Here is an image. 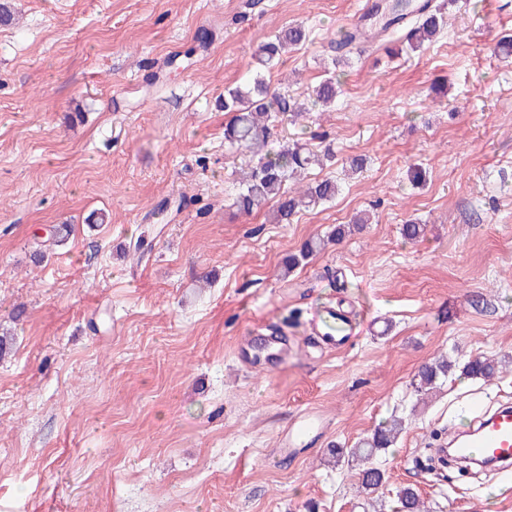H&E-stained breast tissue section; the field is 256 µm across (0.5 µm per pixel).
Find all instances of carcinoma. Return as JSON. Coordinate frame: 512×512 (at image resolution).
I'll list each match as a JSON object with an SVG mask.
<instances>
[{
    "label": "carcinoma",
    "mask_w": 512,
    "mask_h": 512,
    "mask_svg": "<svg viewBox=\"0 0 512 512\" xmlns=\"http://www.w3.org/2000/svg\"><path fill=\"white\" fill-rule=\"evenodd\" d=\"M377 20L383 30L395 25L408 23L409 49L416 52L439 34L447 24L444 4L425 0L413 11L398 2L380 3L376 6ZM364 25L342 30L336 38V47L351 50L362 39ZM308 38L301 24L282 28L274 39L260 45L254 52V74L246 82L224 91V111L232 113L224 127V140L229 147L244 149L252 153L254 161L239 172L238 188L232 198L231 207L241 214L250 215L274 204L273 219L277 224H291L305 208L316 207L336 199L340 187L331 177L306 183L297 190L286 188V183L299 181L305 171L317 165L324 167L334 160V154L326 149L316 151L306 144L295 141L283 146L271 156L262 153L268 139L279 126L297 124L310 109L300 99L273 92L266 83L262 72L276 67L281 54L289 48L303 45ZM340 83L334 75H329L309 93L312 105L330 106L340 96ZM325 245V240H308L296 252L283 259V271L288 274L306 264ZM455 363L451 360H437L425 365L418 372L419 387H431L439 379L447 378ZM462 371L472 378L492 379L497 372V364L484 356L468 358ZM403 430V420L393 419L349 450L332 448L333 457L340 460L351 456L362 461L361 484L364 490L372 492L385 482V473L374 463L378 453L393 446ZM401 512H426L424 502L411 487H404L398 493Z\"/></svg>",
    "instance_id": "carcinoma-1"
}]
</instances>
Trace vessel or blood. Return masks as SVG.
Returning a JSON list of instances; mask_svg holds the SVG:
<instances>
[{
	"instance_id": "b4317fda",
	"label": "vessel or blood",
	"mask_w": 512,
	"mask_h": 512,
	"mask_svg": "<svg viewBox=\"0 0 512 512\" xmlns=\"http://www.w3.org/2000/svg\"><path fill=\"white\" fill-rule=\"evenodd\" d=\"M314 330L322 341L332 347L345 346L351 328L345 315L334 308L324 309L314 322ZM288 352V341L281 336L268 337L266 355L259 365L264 369L276 367ZM475 427L455 438L452 442L458 455L472 459H490L501 464L512 462V407L503 405L493 411L471 405ZM321 434V420L315 414H307L296 427L285 433L280 452L295 455L301 445Z\"/></svg>"
}]
</instances>
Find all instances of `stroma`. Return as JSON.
<instances>
[{
    "label": "stroma",
    "mask_w": 512,
    "mask_h": 512,
    "mask_svg": "<svg viewBox=\"0 0 512 512\" xmlns=\"http://www.w3.org/2000/svg\"><path fill=\"white\" fill-rule=\"evenodd\" d=\"M5 2L0 512H398L408 485L429 512H512V468L419 465L470 403L512 404V56L497 48L512 0H459L419 51L389 56L372 35L336 66L335 107L267 143L335 153L309 175L340 178L341 194L292 224L230 209L249 156L224 145V90L302 22L311 41L265 78L303 94L368 0ZM358 155L363 171L346 175ZM94 210L105 221L91 228ZM360 212L371 224L282 274L285 255ZM410 218L426 226L414 243ZM59 224L72 231L55 246ZM328 303L356 327L335 351L309 337ZM272 333L288 339L276 369L239 360ZM442 355L503 368L488 382L455 370L417 396L419 367ZM309 410L322 435L280 456ZM394 416L405 429L369 496L329 449Z\"/></svg>",
    "instance_id": "1"
}]
</instances>
